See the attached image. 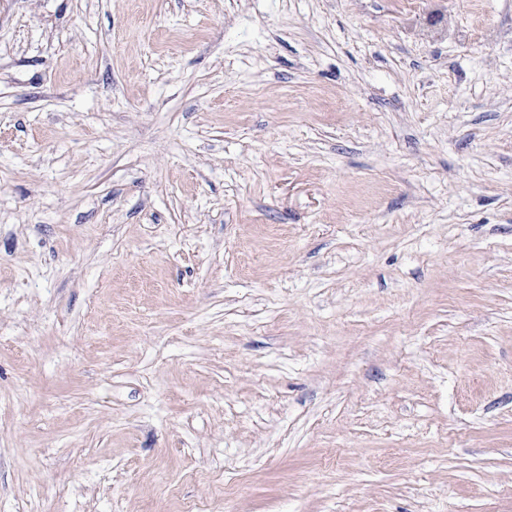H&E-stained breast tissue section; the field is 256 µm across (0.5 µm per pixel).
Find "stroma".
Returning a JSON list of instances; mask_svg holds the SVG:
<instances>
[{
    "instance_id": "1",
    "label": "stroma",
    "mask_w": 512,
    "mask_h": 512,
    "mask_svg": "<svg viewBox=\"0 0 512 512\" xmlns=\"http://www.w3.org/2000/svg\"><path fill=\"white\" fill-rule=\"evenodd\" d=\"M512 512V0H0V512Z\"/></svg>"
}]
</instances>
